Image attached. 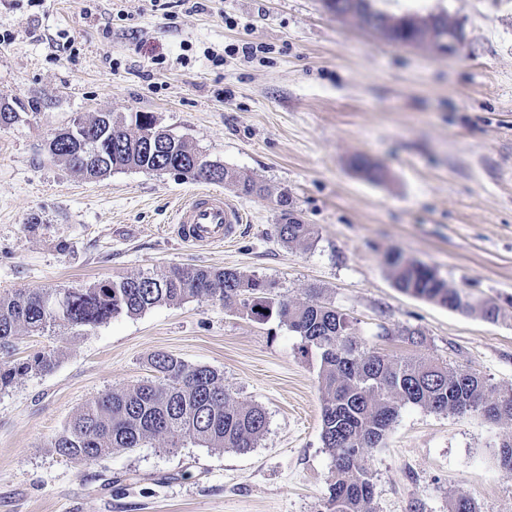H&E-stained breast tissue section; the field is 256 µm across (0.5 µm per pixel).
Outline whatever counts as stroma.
<instances>
[{"label":"stroma","mask_w":512,"mask_h":512,"mask_svg":"<svg viewBox=\"0 0 512 512\" xmlns=\"http://www.w3.org/2000/svg\"><path fill=\"white\" fill-rule=\"evenodd\" d=\"M391 15L447 13L465 39L444 55L384 41L323 0H0V102L25 104L0 129V294L82 288L185 267L234 268L275 298L335 306L364 349L470 367L512 387V0H375ZM253 46L245 55L243 46ZM153 113L207 160L265 185L214 191L246 222L229 243L185 247L178 203L202 182L135 169L87 180L46 144L74 118ZM365 154L381 183L354 173ZM313 225L281 242L276 200ZM434 268L497 321L403 294L388 252ZM419 331L420 345L405 330ZM279 317L189 298L89 332L15 339L14 357L55 351L52 371L0 392V512H326L336 481L321 442L320 358ZM163 351L224 374L268 428L244 453L186 441L87 464L48 442L100 393L151 375ZM512 424L403 405L365 452L375 512H512L497 445ZM350 165L357 174L369 182L380 183L386 178L384 167L366 155H356Z\"/></svg>","instance_id":"obj_1"}]
</instances>
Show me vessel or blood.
Here are the masks:
<instances>
[{"label":"vessel or blood","instance_id":"b4317fda","mask_svg":"<svg viewBox=\"0 0 512 512\" xmlns=\"http://www.w3.org/2000/svg\"><path fill=\"white\" fill-rule=\"evenodd\" d=\"M243 222L241 210L223 194L200 190L179 205L174 233L185 245L204 249L235 238Z\"/></svg>","mask_w":512,"mask_h":512}]
</instances>
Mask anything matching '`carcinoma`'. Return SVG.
I'll return each mask as SVG.
<instances>
[{
  "label": "carcinoma",
  "mask_w": 512,
  "mask_h": 512,
  "mask_svg": "<svg viewBox=\"0 0 512 512\" xmlns=\"http://www.w3.org/2000/svg\"><path fill=\"white\" fill-rule=\"evenodd\" d=\"M333 2L336 16L348 13L391 43L431 47V42L419 41L426 24L437 40L448 37L450 31L464 36L460 24L445 13L392 16L376 9L374 0ZM18 108L24 109L20 101L0 103V128L19 120ZM116 123L112 113L98 112L89 120L90 138L54 136L48 150L69 169L78 168L80 176L92 180L121 169L149 172L166 158L187 159L196 152L182 138L169 143L164 158L144 151L137 132L157 123L151 112L135 113L117 142L112 137ZM93 150L101 155L99 163L84 165L85 155ZM351 168L372 183L386 178L384 167L366 155L353 157ZM223 182L238 186L246 195L267 191L227 167ZM290 205L287 195L279 196V238L285 244L306 243L313 238V225L292 217ZM385 263L402 292L450 310L471 309L463 302L462 293L450 287L434 268L407 260L396 251L386 254ZM260 282L236 269L173 264L160 272L101 280L84 288L0 294V391L30 374L47 373L56 364L52 352L12 358L14 339L21 329L38 336L47 332L65 336L94 329L119 315H139L189 297L222 303L238 299L250 317L263 320L275 314L288 323L302 338V352L314 348L320 353L321 439L336 467L330 512H374L373 483L364 452L381 444L401 405L411 403L445 414L475 412L492 421H512V390L492 394L480 371L451 370L432 359H390L363 350L352 335L350 319L335 306L318 300L292 305L259 289ZM58 295L64 298V306L56 312L47 302ZM149 365L152 378L106 391L75 414L48 447L70 462L90 463L114 452L143 448L159 437L167 439L171 450L189 438L207 448L246 452L266 432V411L257 404L231 399L220 371L207 365H188L161 351L151 356ZM497 461L512 472V437L500 443Z\"/></svg>",
  "instance_id": "cac0c4a2"
}]
</instances>
